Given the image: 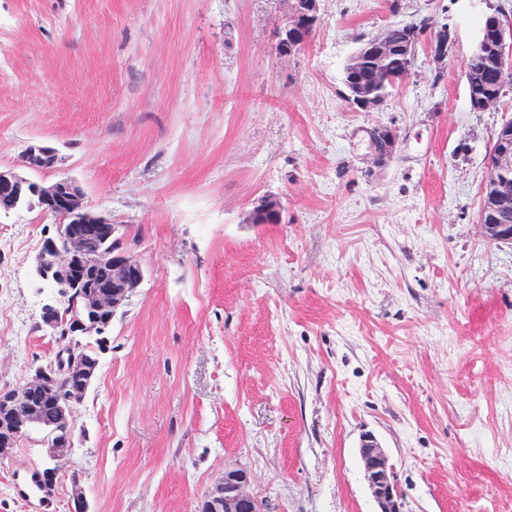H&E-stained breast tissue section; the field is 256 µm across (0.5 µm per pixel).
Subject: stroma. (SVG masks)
<instances>
[{"mask_svg":"<svg viewBox=\"0 0 512 512\" xmlns=\"http://www.w3.org/2000/svg\"><path fill=\"white\" fill-rule=\"evenodd\" d=\"M497 2L320 0L282 59L286 0H0V167L55 148L30 179L74 180L145 269L84 340L100 365L69 460L32 430L0 459V512H72L76 482L89 512H198L228 468L264 512H377L365 433L405 512H512V244L476 217L512 93L474 112L465 80ZM426 12L447 60L420 47L381 107H352L351 54ZM382 125L400 142L378 163ZM264 194L278 223L249 220ZM56 224L0 217V390L57 354L34 271ZM372 154L377 162L392 156L398 142V131L388 126H378L368 132ZM24 166L33 171H46L56 168L58 156L54 149L48 146L32 144L23 154Z\"/></svg>","mask_w":512,"mask_h":512,"instance_id":"stroma-1","label":"stroma"}]
</instances>
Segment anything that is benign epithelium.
<instances>
[{
	"mask_svg": "<svg viewBox=\"0 0 512 512\" xmlns=\"http://www.w3.org/2000/svg\"><path fill=\"white\" fill-rule=\"evenodd\" d=\"M319 18V0H293L289 4L288 18L280 30L279 40L287 47L279 57L294 55L302 46L299 33ZM497 34L488 39L481 37L476 50L494 60L499 71L501 86H507L506 74L512 72V16L496 15ZM413 36L425 43L438 61L448 57L452 45L451 32L446 25H433ZM376 35L367 48L375 54L373 81L359 89L352 105L369 110L380 106L385 95L374 88L386 84L380 79L382 62L390 56ZM371 151L376 161L392 156L398 142V131L388 126H378L368 132ZM24 166L33 171L56 168L58 156L54 149L29 145L23 154ZM489 188L482 189L477 223L488 242L512 244V120H502L497 131V143L486 157ZM27 195L37 201L47 213L60 215L65 223L57 228L55 236L46 239L35 259V271L40 279L73 296L78 314L70 324L62 326L54 305L46 304L42 311L44 327L65 337L101 336L109 326L112 316L123 308L145 278L143 266L123 248L125 234L121 225L112 223L102 214L89 208L84 192L75 181L62 177L49 184L34 182L15 170L0 168V197ZM280 201L266 197L255 203L253 221L257 224L278 211ZM76 224H97L103 236L97 245L80 247L72 237ZM110 269L107 281L90 284L88 280L96 267ZM99 363H93L66 346L56 362L38 366L20 387L0 392V459L14 448L23 429L30 423H40L48 428L49 456L56 462L69 457L74 429V413L84 401L89 387L96 379ZM54 410V418H46V411ZM359 455L363 464L364 480L375 500L377 512H403L402 495L395 481L392 468L376 438L365 433L361 437ZM249 475L243 469H226L224 478L209 490L199 512H263L262 502L247 491Z\"/></svg>",
	"mask_w": 512,
	"mask_h": 512,
	"instance_id": "benign-epithelium-1",
	"label": "benign epithelium"
}]
</instances>
